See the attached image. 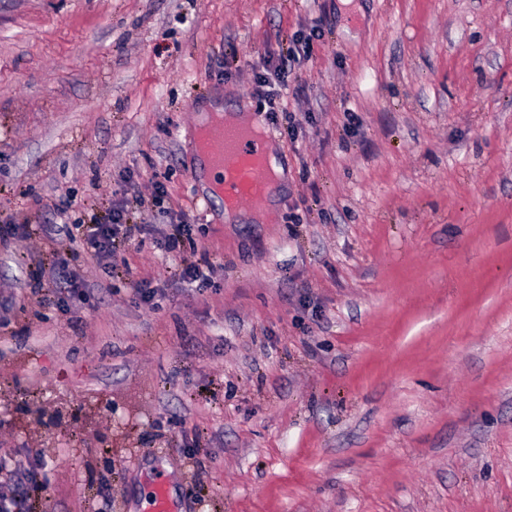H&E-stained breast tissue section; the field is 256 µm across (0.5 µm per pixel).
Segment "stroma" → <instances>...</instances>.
Wrapping results in <instances>:
<instances>
[{"mask_svg": "<svg viewBox=\"0 0 512 512\" xmlns=\"http://www.w3.org/2000/svg\"><path fill=\"white\" fill-rule=\"evenodd\" d=\"M215 98L279 148L274 220L196 202ZM148 179L153 232L46 301L57 207L104 222ZM0 210L39 254L0 243L26 512H151L159 479L174 512H512V0H0ZM191 255L205 288L171 283ZM302 40H295V44H299L297 47L288 48L287 54H279L276 60L273 63V68L275 74L282 78L285 75L289 74V72L292 71L294 68V64L297 63V61L301 57V51H303L305 54L307 53V49L309 48V40L304 41V45L302 46V43L300 44ZM301 45V48H300Z\"/></svg>", "mask_w": 512, "mask_h": 512, "instance_id": "obj_1", "label": "stroma"}]
</instances>
